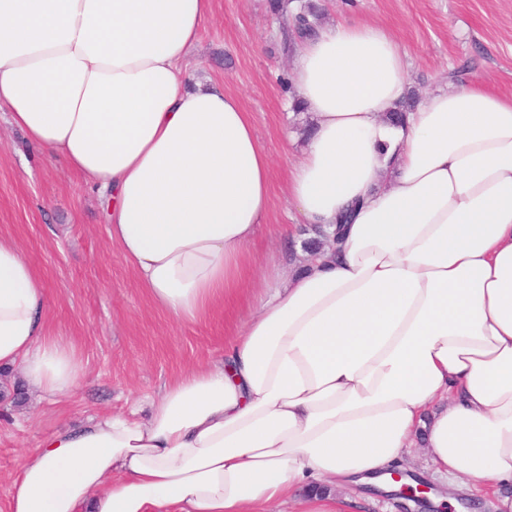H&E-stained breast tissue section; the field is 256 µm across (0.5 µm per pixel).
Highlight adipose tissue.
Instances as JSON below:
<instances>
[{
  "label": "adipose tissue",
  "mask_w": 512,
  "mask_h": 512,
  "mask_svg": "<svg viewBox=\"0 0 512 512\" xmlns=\"http://www.w3.org/2000/svg\"><path fill=\"white\" fill-rule=\"evenodd\" d=\"M213 0H0V105L106 199L112 246L158 309L209 316L252 283L270 158L223 84L184 61ZM312 131L288 202L337 250L277 264L224 350L147 420L115 414L27 453L11 512H361L346 496L414 449L476 494L512 486V99L469 82L405 124L384 26L289 32ZM45 284L0 236V369L65 396L86 373L52 338Z\"/></svg>",
  "instance_id": "adipose-tissue-1"
}]
</instances>
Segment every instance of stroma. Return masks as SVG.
Listing matches in <instances>:
<instances>
[{
    "instance_id": "35a3bbf8",
    "label": "stroma",
    "mask_w": 512,
    "mask_h": 512,
    "mask_svg": "<svg viewBox=\"0 0 512 512\" xmlns=\"http://www.w3.org/2000/svg\"><path fill=\"white\" fill-rule=\"evenodd\" d=\"M324 23L340 19L386 27L405 53L407 80L420 95L448 88L461 60L488 89L512 97V0H315ZM268 0H214L187 62L194 82H217L249 112L274 170L269 211L252 246L256 274L265 278L272 258L294 251L309 235L288 205L289 158L303 137L302 118L288 106L280 79L290 71L282 31ZM292 227L281 237L280 225ZM0 235L17 242L46 285L47 317L54 334L72 342L86 381L65 397L31 390L18 372L0 377V512L28 449L57 430L90 417L129 412L199 363L224 359V346L254 309V293L227 298L208 318L177 323L155 308L111 248L97 194L59 159L31 147L0 109ZM414 480L441 497L440 506L412 512H492L486 498L451 487L422 458Z\"/></svg>"
}]
</instances>
